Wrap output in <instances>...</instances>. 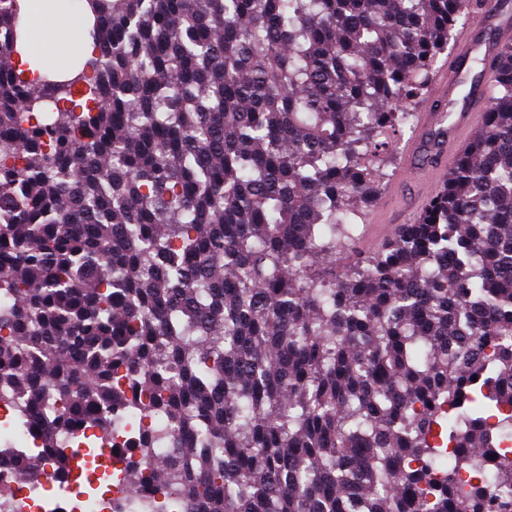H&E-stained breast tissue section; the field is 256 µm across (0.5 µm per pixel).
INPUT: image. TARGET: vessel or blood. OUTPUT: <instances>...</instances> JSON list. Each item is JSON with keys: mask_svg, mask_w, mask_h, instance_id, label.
<instances>
[{"mask_svg": "<svg viewBox=\"0 0 512 512\" xmlns=\"http://www.w3.org/2000/svg\"><path fill=\"white\" fill-rule=\"evenodd\" d=\"M465 7L474 12L475 23L457 31L458 48L447 67L438 73L437 88L406 151L403 177L420 178L425 191L432 190L445 178L454 158L465 148L469 130L482 122L490 100L486 94L475 99L460 95L467 59L479 55L486 62H493L498 43L512 38V15L497 0H467ZM478 25L492 29L494 40L476 41L474 28Z\"/></svg>", "mask_w": 512, "mask_h": 512, "instance_id": "vessel-or-blood-1", "label": "vessel or blood"}]
</instances>
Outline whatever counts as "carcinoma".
I'll list each match as a JSON object with an SVG mask.
<instances>
[{
	"instance_id": "obj_1",
	"label": "carcinoma",
	"mask_w": 512,
	"mask_h": 512,
	"mask_svg": "<svg viewBox=\"0 0 512 512\" xmlns=\"http://www.w3.org/2000/svg\"><path fill=\"white\" fill-rule=\"evenodd\" d=\"M83 5L58 80L0 0V403L41 426L10 512L48 474L111 512H512V42L418 218L343 263L462 0Z\"/></svg>"
}]
</instances>
